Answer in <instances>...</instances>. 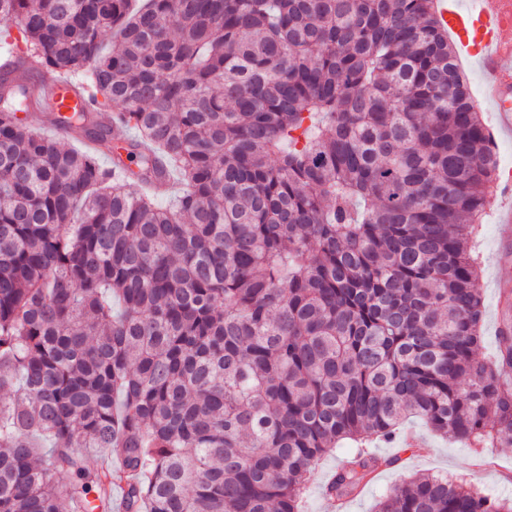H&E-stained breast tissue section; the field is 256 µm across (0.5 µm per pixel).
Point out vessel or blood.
<instances>
[{"label":"vessel or blood","mask_w":512,"mask_h":512,"mask_svg":"<svg viewBox=\"0 0 512 512\" xmlns=\"http://www.w3.org/2000/svg\"><path fill=\"white\" fill-rule=\"evenodd\" d=\"M449 28L481 71L484 84L477 104L495 114L502 133L512 135V0H467L466 4L442 8ZM85 85L61 79L49 81L47 90L59 111L86 109L90 101Z\"/></svg>","instance_id":"obj_1"}]
</instances>
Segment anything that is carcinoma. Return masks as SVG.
<instances>
[{
  "instance_id": "cac0c4a2",
  "label": "carcinoma",
  "mask_w": 512,
  "mask_h": 512,
  "mask_svg": "<svg viewBox=\"0 0 512 512\" xmlns=\"http://www.w3.org/2000/svg\"><path fill=\"white\" fill-rule=\"evenodd\" d=\"M0 25L96 106L0 77V512H96L114 475L81 448L120 462L126 512H300L350 440L343 500L412 417L512 448L511 308L475 358L496 159L435 0H0ZM375 512L512 502L422 475ZM47 90L58 104L59 112H73L74 109H89L90 101L86 94L85 84L56 79L47 82Z\"/></svg>"
}]
</instances>
